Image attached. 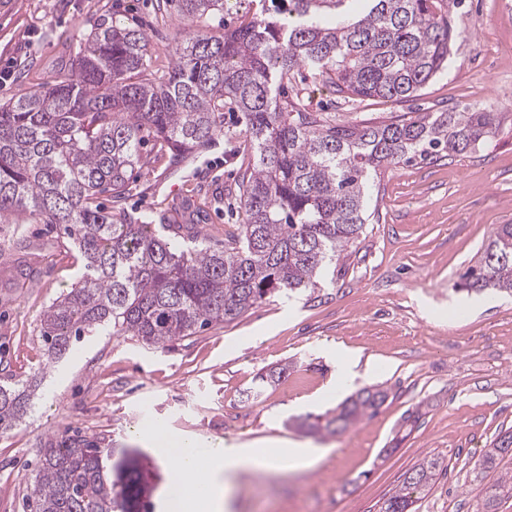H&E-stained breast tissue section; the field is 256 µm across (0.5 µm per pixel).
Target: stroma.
I'll list each match as a JSON object with an SVG mask.
<instances>
[{"instance_id": "35a3bbf8", "label": "stroma", "mask_w": 512, "mask_h": 512, "mask_svg": "<svg viewBox=\"0 0 512 512\" xmlns=\"http://www.w3.org/2000/svg\"><path fill=\"white\" fill-rule=\"evenodd\" d=\"M252 0H228L204 19L175 0H0V101L67 68L100 24L140 29L157 74L198 30L249 22ZM447 68L406 102L340 99L321 79L302 81L309 111L336 121H385L406 112L490 108L512 116V0H461ZM240 112L224 111L211 146L172 163L148 139L120 206L132 219L193 224L207 245L243 223L236 182L250 160ZM371 224L320 287L278 295L230 323L165 347L134 336H88L56 364L41 338L44 310L76 282L81 262L62 226L17 213L0 222V377L38 376L21 426L0 433V512L26 504L49 434L104 437L115 458L138 456L157 512H168L169 468L140 438L153 424L176 436L226 445L294 441L324 447L295 473L241 474L233 512H378L423 459H439L435 487L417 512H481L471 470L490 441L512 428V297L454 284L499 224H512V125L479 151L402 163L369 189ZM30 240L17 248L18 237ZM360 353L367 371L335 390L337 356ZM286 372L260 397L258 375ZM381 384L389 396L346 432L318 441L291 419L320 415Z\"/></svg>"}]
</instances>
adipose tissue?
Listing matches in <instances>:
<instances>
[{"mask_svg":"<svg viewBox=\"0 0 512 512\" xmlns=\"http://www.w3.org/2000/svg\"><path fill=\"white\" fill-rule=\"evenodd\" d=\"M147 439L176 465L173 484L178 492L169 502V512H231L240 473H293L312 465L320 454L319 449L303 447L274 454L252 445H230L202 454L190 441L161 427L153 428Z\"/></svg>","mask_w":512,"mask_h":512,"instance_id":"1","label":"adipose tissue"}]
</instances>
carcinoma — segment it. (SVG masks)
<instances>
[{
	"instance_id": "carcinoma-1",
	"label": "carcinoma",
	"mask_w": 512,
	"mask_h": 512,
	"mask_svg": "<svg viewBox=\"0 0 512 512\" xmlns=\"http://www.w3.org/2000/svg\"><path fill=\"white\" fill-rule=\"evenodd\" d=\"M231 32L195 33L155 77L146 39L116 20L100 25L88 45L42 87L0 104V219L23 209L64 225L83 271L45 310L41 337L60 360L84 336H135L162 347L198 328L235 320L278 294L318 287L362 234L369 182L416 157L472 153L502 126L489 109L416 112L388 121L332 124L279 91L308 72L344 98L407 101L448 66L454 31L450 0H271ZM189 18L224 12V0H179ZM243 114L254 149L239 185L245 221L224 248L175 240L101 208L124 197L142 159L144 132L173 159L208 144L224 125V107ZM512 294V224H499L456 290ZM34 389L0 381V431L21 422ZM365 387L315 421L294 425L314 435L346 431L388 398ZM104 440L79 434L48 437L31 495V512H155L137 464L108 469ZM512 453V430L490 442L473 468L483 512L512 495V476L486 481ZM441 464L425 459L408 472L379 512H415Z\"/></svg>"
}]
</instances>
